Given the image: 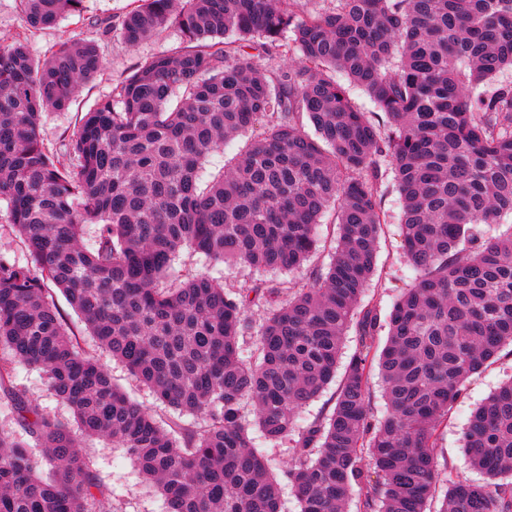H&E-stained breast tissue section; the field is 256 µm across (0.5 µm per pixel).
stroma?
I'll list each match as a JSON object with an SVG mask.
<instances>
[{"label":"stroma","instance_id":"obj_1","mask_svg":"<svg viewBox=\"0 0 512 512\" xmlns=\"http://www.w3.org/2000/svg\"><path fill=\"white\" fill-rule=\"evenodd\" d=\"M135 0H83L82 9L67 14L52 27L26 31L19 0H0V40L26 33L27 48L38 60L44 59L51 47L68 39H80L97 45L103 59L102 70L85 82L70 106L61 111H48L40 117L41 137L54 154H65L69 140L84 112L109 98L118 81L133 74L153 57L170 54L187 44L181 30L173 24L158 29L138 44L126 43L121 34V23L135 7ZM381 207L387 216L379 243L378 269L368 292L377 303L381 315H388L403 288L415 277L414 270L403 257L400 220L402 202L393 181H385ZM176 271L212 270L214 276L223 278L228 290L260 281V274L240 266L209 267L203 255L182 249L174 261ZM101 363L110 372L114 383L159 418H167L168 409L158 405L149 390L132 377L126 368L107 354H100ZM512 377V345L502 348L498 358L472 375L467 383L465 396L449 413L439 430L434 454L439 467L450 468L459 476L478 482L482 476L473 470L460 443V433L472 412L497 387ZM13 382L27 398L36 401L47 412L60 418H69L70 412L48 390L37 371L16 368ZM243 415L250 424V435L255 446L263 451L271 476L281 486L284 512H299L300 505L294 495L285 471L288 466L286 446L265 442L257 427L251 405H244ZM85 453L91 457L95 472L101 482L112 492L110 501L114 512H161V499L138 476L137 467L123 449L112 447L100 439L83 443Z\"/></svg>","mask_w":512,"mask_h":512}]
</instances>
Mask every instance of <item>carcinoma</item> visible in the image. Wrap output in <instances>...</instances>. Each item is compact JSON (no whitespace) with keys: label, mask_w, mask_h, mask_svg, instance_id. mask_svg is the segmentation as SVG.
<instances>
[{"label":"carcinoma","mask_w":512,"mask_h":512,"mask_svg":"<svg viewBox=\"0 0 512 512\" xmlns=\"http://www.w3.org/2000/svg\"><path fill=\"white\" fill-rule=\"evenodd\" d=\"M19 4L29 31L82 0ZM168 23L189 45L119 81L82 116L62 160L40 116L102 69L97 46L63 42L37 62L25 34L0 42V200L29 255L0 256V345L12 355L0 391L19 428L0 430V512H96L109 493L86 438L130 455L163 512H282L245 401L264 439L288 446L300 512H346L353 499L357 512H427L442 481L439 512H512V379L461 435L484 482L440 470L433 453L469 377L512 344V224L480 230L512 216V87L477 92L512 67V0H331L312 11L298 0H141L121 36L135 45ZM269 47L295 65L257 67L252 51ZM338 71L386 124L356 107ZM263 118V132L203 181L206 157ZM384 164L416 277L383 319L363 297L385 224ZM329 209L336 251L286 296L274 284L232 295L206 272L160 287L185 247L257 272L298 270ZM86 224L100 225L89 247ZM53 287L97 346L176 413L167 425L80 349ZM254 306L265 310L257 321ZM351 329L333 409L298 425L336 376ZM17 365L41 373L73 420L27 399L12 383Z\"/></svg>","instance_id":"cac0c4a2"}]
</instances>
